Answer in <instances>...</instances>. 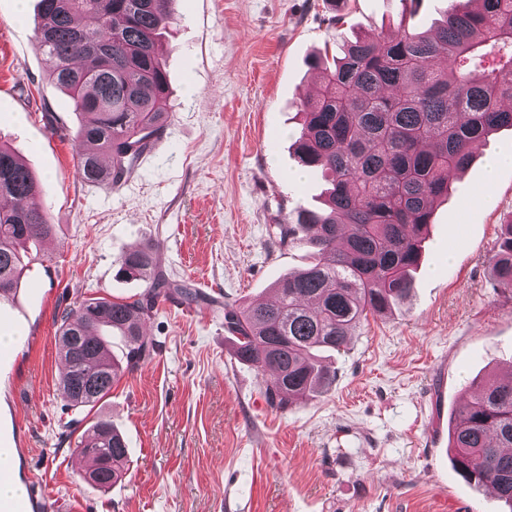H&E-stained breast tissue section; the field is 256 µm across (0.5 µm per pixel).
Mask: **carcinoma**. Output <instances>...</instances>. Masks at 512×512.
<instances>
[{
	"label": "carcinoma",
	"mask_w": 512,
	"mask_h": 512,
	"mask_svg": "<svg viewBox=\"0 0 512 512\" xmlns=\"http://www.w3.org/2000/svg\"><path fill=\"white\" fill-rule=\"evenodd\" d=\"M39 47L54 60L53 83L82 117L77 141L86 182L116 187L135 169L171 118L169 74L161 49L170 23L161 0H39ZM317 93L301 103L295 142L300 162L330 183L325 208L301 209L278 224L281 241L306 237L317 256L276 285L272 303L224 304V329L238 361L266 376L279 409L329 389L333 372L313 350L340 352L368 316L406 299L411 272L448 174L462 172L473 149L512 127V0H449L437 26L359 36L343 56L318 53ZM110 165L98 166L101 156ZM43 188L0 143V295L18 286L37 257L19 249L50 236ZM121 277L147 284L132 301L89 298L61 316L58 354L68 365L67 402L91 412L112 386L149 356L142 325L175 292L188 304L196 290L156 270L151 245L123 254ZM494 288L512 292V224L492 265ZM121 336L125 363L112 358L101 329ZM448 448L456 472L491 486L512 508V378L473 382L450 417ZM75 452L82 479L108 488L127 471L128 445L98 417Z\"/></svg>",
	"instance_id": "obj_1"
}]
</instances>
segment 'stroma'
<instances>
[{"mask_svg":"<svg viewBox=\"0 0 512 512\" xmlns=\"http://www.w3.org/2000/svg\"><path fill=\"white\" fill-rule=\"evenodd\" d=\"M37 0H0V138L42 184L54 224L39 242L38 300L0 297L7 334L0 388L21 390L4 448L74 512H507L469 486L448 456V416L470 382L512 371V293L494 290L492 258L512 222V166L484 181L492 155H512V128L492 134L449 179L408 297L325 353L327 392L281 410L262 377L237 361L223 316L161 300L145 320L154 351L95 408L126 438L129 468L100 490L80 480L73 422L60 388L61 315L92 297L135 299L144 282L118 258L155 245L154 264L220 301H261L312 253L270 235L321 206L320 174L294 154L300 103L320 50L340 52L400 19L429 30L447 0H172L162 40L173 116L115 188L77 173L80 120L49 78ZM345 23H337L336 14Z\"/></svg>","mask_w":512,"mask_h":512,"instance_id":"35a3bbf8","label":"stroma"}]
</instances>
